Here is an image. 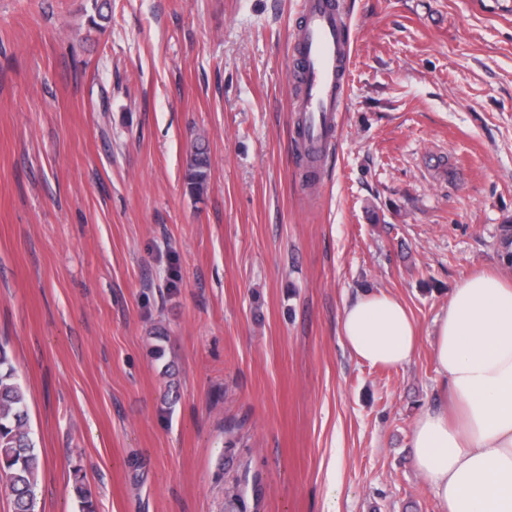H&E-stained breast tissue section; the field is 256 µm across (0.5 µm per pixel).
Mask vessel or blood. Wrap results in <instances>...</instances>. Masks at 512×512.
Here are the masks:
<instances>
[{"label":"vessel or blood","mask_w":512,"mask_h":512,"mask_svg":"<svg viewBox=\"0 0 512 512\" xmlns=\"http://www.w3.org/2000/svg\"><path fill=\"white\" fill-rule=\"evenodd\" d=\"M346 20L339 0H307L303 24L293 35L296 52L304 59L298 73L302 94L295 109L308 114L315 138L335 125L340 109L351 55Z\"/></svg>","instance_id":"obj_1"}]
</instances>
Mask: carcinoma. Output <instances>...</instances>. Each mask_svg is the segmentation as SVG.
I'll return each instance as SVG.
<instances>
[{"mask_svg":"<svg viewBox=\"0 0 512 512\" xmlns=\"http://www.w3.org/2000/svg\"><path fill=\"white\" fill-rule=\"evenodd\" d=\"M110 0H94L93 25L104 28ZM210 158L204 146H196L186 160L185 183L190 193L200 194L209 179ZM41 456L29 421L28 395L12 357L0 344V483L12 504V512H38L37 482ZM73 490L78 512H96L93 492L81 465L73 467ZM246 490L235 484L225 497L224 512H247Z\"/></svg>","mask_w":512,"mask_h":512,"instance_id":"cac0c4a2","label":"carcinoma"}]
</instances>
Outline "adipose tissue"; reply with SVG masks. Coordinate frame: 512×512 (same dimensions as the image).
Wrapping results in <instances>:
<instances>
[{
    "label": "adipose tissue",
    "instance_id": "ef3b65f1",
    "mask_svg": "<svg viewBox=\"0 0 512 512\" xmlns=\"http://www.w3.org/2000/svg\"><path fill=\"white\" fill-rule=\"evenodd\" d=\"M340 332L358 360L403 367L420 345L400 299L363 290ZM433 357L455 410L415 419L412 463L442 512H512V280L480 271L462 279L433 327Z\"/></svg>",
    "mask_w": 512,
    "mask_h": 512
}]
</instances>
